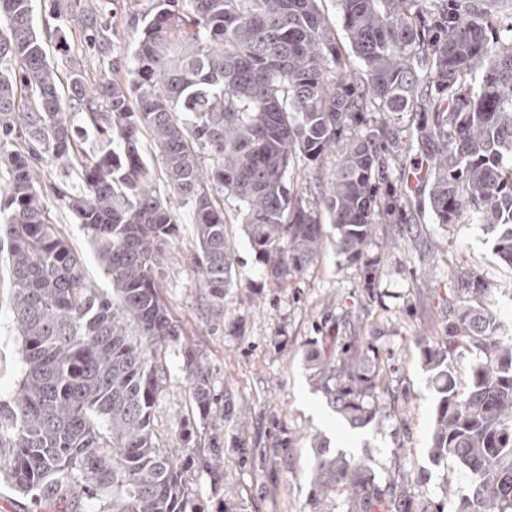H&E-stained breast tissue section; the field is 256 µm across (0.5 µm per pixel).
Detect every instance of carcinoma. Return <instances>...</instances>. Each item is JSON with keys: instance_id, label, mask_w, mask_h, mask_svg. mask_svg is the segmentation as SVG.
Instances as JSON below:
<instances>
[{"instance_id": "1", "label": "carcinoma", "mask_w": 512, "mask_h": 512, "mask_svg": "<svg viewBox=\"0 0 512 512\" xmlns=\"http://www.w3.org/2000/svg\"><path fill=\"white\" fill-rule=\"evenodd\" d=\"M348 44L318 0H155L124 65L87 90L74 54L56 62L34 0H0V258L10 270L23 372L0 401V474L35 508L56 512H203L162 446L153 412L166 351L182 329L157 282L177 217L153 189L142 138L195 224V262L215 300L233 281L225 195L269 279L283 282L320 253L322 218L294 190V159L338 156L325 210L338 250L364 254L397 193L380 182L383 138L427 165L435 223L484 224L512 264V7L508 0H338ZM102 3L56 0L54 41L78 30L112 52ZM371 112H418L402 130ZM56 160L79 179L51 186L86 231L110 291L50 217L36 166ZM481 352L465 386L450 360ZM192 399L211 408L208 367L186 349ZM438 393L430 454L471 478L457 512H512V338L462 299L442 347L423 348ZM321 378L352 421L381 411V381L356 356L323 357ZM216 439L197 454L215 471ZM319 500L345 492V512H406L363 460L319 454Z\"/></svg>"}]
</instances>
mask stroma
Returning a JSON list of instances; mask_svg holds the SVG:
<instances>
[{
  "instance_id": "stroma-1",
  "label": "stroma",
  "mask_w": 512,
  "mask_h": 512,
  "mask_svg": "<svg viewBox=\"0 0 512 512\" xmlns=\"http://www.w3.org/2000/svg\"><path fill=\"white\" fill-rule=\"evenodd\" d=\"M154 0H110L111 62L88 58L86 81L113 76L137 45L142 20ZM387 172L393 186H407L413 203L398 224H379L365 256L352 259L336 249L331 225L316 260L282 283L271 282L238 222L234 201L224 216L232 244L235 277L220 303L202 286L195 264V236L186 206L172 199L179 232L158 271V286L182 328L181 343L166 355L169 373L157 400L153 425L164 447L185 459L184 475L205 512H337L342 497L317 505L308 472L318 451L364 459L376 477L394 484L408 512H455L470 478L454 460L429 454L437 393L425 366L420 337L441 347L449 312L470 278L485 289L475 301L512 336V264L496 252L493 234L481 224L441 229L429 212L430 185L409 182L414 154L394 148ZM337 157L296 158V191L323 207ZM58 232L85 260L88 279L110 283L94 259L87 234L63 207L52 206ZM9 272L0 262V399L22 375L21 340L12 310ZM363 352L361 370L380 377L384 412L355 424L336 408L315 374L318 355H342L351 344ZM192 349L210 371L218 400L200 411L183 369L182 347ZM249 407L246 422L237 419ZM215 438L223 466L211 474L189 460L191 448Z\"/></svg>"
}]
</instances>
